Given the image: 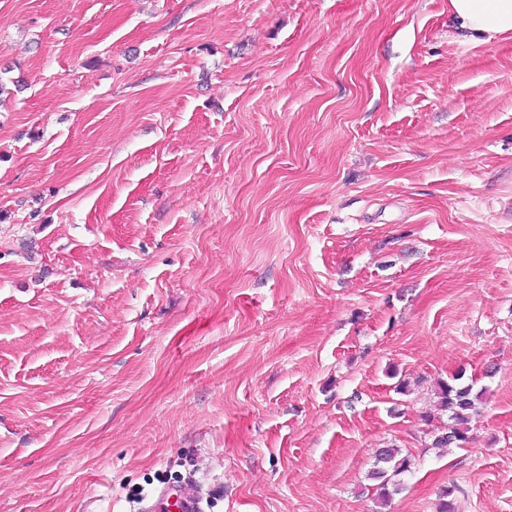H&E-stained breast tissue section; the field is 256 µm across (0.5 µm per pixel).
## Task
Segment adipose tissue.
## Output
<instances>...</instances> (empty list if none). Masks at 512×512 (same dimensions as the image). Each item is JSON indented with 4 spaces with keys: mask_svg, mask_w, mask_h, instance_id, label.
<instances>
[{
    "mask_svg": "<svg viewBox=\"0 0 512 512\" xmlns=\"http://www.w3.org/2000/svg\"><path fill=\"white\" fill-rule=\"evenodd\" d=\"M448 11L454 37L464 42L512 32V0H448Z\"/></svg>",
    "mask_w": 512,
    "mask_h": 512,
    "instance_id": "adipose-tissue-1",
    "label": "adipose tissue"
}]
</instances>
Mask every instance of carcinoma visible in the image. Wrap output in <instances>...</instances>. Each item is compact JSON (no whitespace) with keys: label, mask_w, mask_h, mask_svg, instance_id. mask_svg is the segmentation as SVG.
I'll list each match as a JSON object with an SVG mask.
<instances>
[{"label":"carcinoma","mask_w":512,"mask_h":512,"mask_svg":"<svg viewBox=\"0 0 512 512\" xmlns=\"http://www.w3.org/2000/svg\"><path fill=\"white\" fill-rule=\"evenodd\" d=\"M461 376L450 381H441L436 390L437 410L448 415V424L437 428L433 445L436 448L464 447L470 442L469 421L482 399L483 391L474 389V383L463 384ZM411 469V459L401 449L387 447L379 449L376 468L371 477L378 481L377 502L386 505L392 495L403 489L400 476Z\"/></svg>","instance_id":"carcinoma-1"}]
</instances>
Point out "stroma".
<instances>
[{"label":"stroma","mask_w":512,"mask_h":512,"mask_svg":"<svg viewBox=\"0 0 512 512\" xmlns=\"http://www.w3.org/2000/svg\"><path fill=\"white\" fill-rule=\"evenodd\" d=\"M461 369L486 393L439 449ZM186 483L512 512V34L457 41L448 0H0V512ZM461 375L451 381H440L436 390V409L448 415V425L437 427L433 445L436 448L456 446L464 447L470 442L469 421L476 410V404L482 399L483 391L475 390L471 383H458ZM411 459L409 455H403L400 448H380L376 468L372 471L371 477L379 481L376 488L377 502L380 505H387L392 495L403 489L400 476L410 472Z\"/></svg>","instance_id":"obj_1"}]
</instances>
